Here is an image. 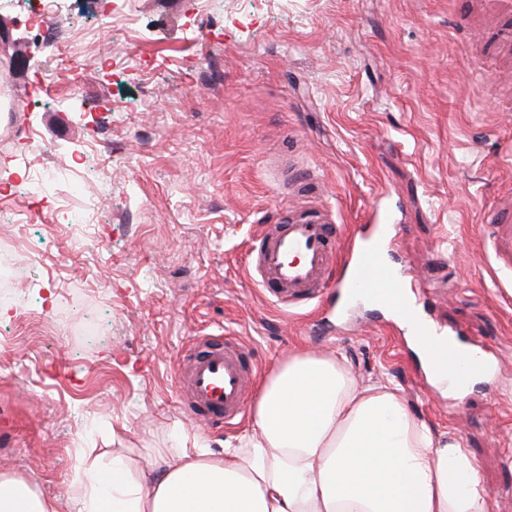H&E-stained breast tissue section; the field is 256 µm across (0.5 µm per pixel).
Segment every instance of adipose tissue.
<instances>
[{"instance_id": "ef3b65f1", "label": "adipose tissue", "mask_w": 512, "mask_h": 512, "mask_svg": "<svg viewBox=\"0 0 512 512\" xmlns=\"http://www.w3.org/2000/svg\"><path fill=\"white\" fill-rule=\"evenodd\" d=\"M252 416L220 455L182 448L147 472L125 455L86 463L73 512H492L466 449L333 354L297 351L278 362ZM0 512L59 507L0 472Z\"/></svg>"}]
</instances>
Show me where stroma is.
<instances>
[{"instance_id":"1","label":"stroma","mask_w":512,"mask_h":512,"mask_svg":"<svg viewBox=\"0 0 512 512\" xmlns=\"http://www.w3.org/2000/svg\"><path fill=\"white\" fill-rule=\"evenodd\" d=\"M62 0L69 24L0 8V245L35 254L0 301V471L58 499L86 458L179 446L223 453L244 425L207 427L175 366L197 336L237 337L266 377L296 349L331 351L475 460L493 512H512V277L486 250L512 199V45L487 0ZM67 55L68 67L57 66ZM37 131L42 148L28 153ZM96 147L99 162L75 166ZM27 157L46 193L7 191ZM317 171L336 223L394 218L389 262L424 314L494 353L464 399L433 386L404 326L356 306L313 325L266 299L251 239Z\"/></svg>"}]
</instances>
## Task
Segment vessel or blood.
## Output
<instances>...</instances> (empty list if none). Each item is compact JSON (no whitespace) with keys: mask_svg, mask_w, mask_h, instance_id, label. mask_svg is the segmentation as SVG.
Here are the masks:
<instances>
[{"mask_svg":"<svg viewBox=\"0 0 512 512\" xmlns=\"http://www.w3.org/2000/svg\"><path fill=\"white\" fill-rule=\"evenodd\" d=\"M314 205L289 213L283 224L261 232L249 266L263 292L282 309L299 310L316 303L325 290L336 292L323 312L326 320L341 318L362 299L390 312L404 314L413 335L439 351V368L450 381L466 385L486 376L492 358L480 340L471 341L465 357L441 348L444 328L417 314L409 285L387 258L397 237L393 224L361 226L334 223L319 204L313 171L293 176ZM491 250L499 271H512V202H501L489 215ZM256 366L249 351L232 336H199L182 355L176 378L189 412L213 428L243 419Z\"/></svg>","mask_w":512,"mask_h":512,"instance_id":"obj_1","label":"vessel or blood"}]
</instances>
